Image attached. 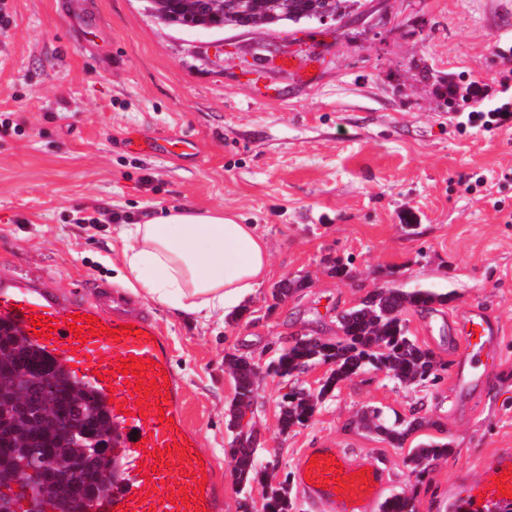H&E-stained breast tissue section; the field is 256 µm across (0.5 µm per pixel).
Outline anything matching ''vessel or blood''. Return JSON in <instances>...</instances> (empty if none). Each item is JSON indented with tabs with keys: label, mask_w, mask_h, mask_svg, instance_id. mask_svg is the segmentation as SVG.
<instances>
[{
	"label": "vessel or blood",
	"mask_w": 512,
	"mask_h": 512,
	"mask_svg": "<svg viewBox=\"0 0 512 512\" xmlns=\"http://www.w3.org/2000/svg\"><path fill=\"white\" fill-rule=\"evenodd\" d=\"M80 321H73V314ZM43 316L44 325L34 329L32 319ZM98 318L104 334L90 335L87 316ZM0 321L18 329L35 347L47 351L59 367L105 400L112 418L114 480L98 495L91 512H223L221 477L211 460H199L198 441L183 415L184 392L172 365L167 338L147 313L132 310L126 298L104 284L88 293L50 292L33 279L0 274ZM127 326L120 338L108 329ZM85 331L75 337L74 329ZM501 339L499 324L480 312H472L458 327L456 348L464 362L452 376L455 389H470L479 380L474 370L482 356L496 352ZM136 359L146 368L139 376L159 380V393L148 396L147 409H139V394L119 372L121 360ZM334 459L326 468L311 466L312 456ZM489 479L472 483L455 512H512V499L503 497L494 478L505 475L512 488V452L493 455L487 463ZM361 466L333 444L304 449L297 460L296 475L309 501L324 512H366L377 500L384 471L370 464V479L353 480L339 488L337 478H351Z\"/></svg>",
	"instance_id": "1"
}]
</instances>
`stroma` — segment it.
I'll use <instances>...</instances> for the list:
<instances>
[{
  "label": "stroma",
  "instance_id": "stroma-1",
  "mask_svg": "<svg viewBox=\"0 0 512 512\" xmlns=\"http://www.w3.org/2000/svg\"><path fill=\"white\" fill-rule=\"evenodd\" d=\"M510 38L512 0H366L342 24L218 32L160 24L143 0H0V267L51 291H121L126 243L111 213L134 224L184 206L240 215L266 239L271 275L239 313L202 324L140 303L160 321L187 422L224 476V512H264L267 492L233 478L232 354L257 367L248 427L259 465L282 479L301 449L331 442L379 462L383 497L450 512L465 481L512 449V120L473 127L446 99L470 83L500 99L496 45ZM129 137L141 151L125 148ZM161 137L200 153L146 152ZM336 257L351 276L330 274ZM283 281L293 289L271 307ZM380 287L447 295L402 314L444 363L440 380L403 386L369 368L281 430L284 394L318 392L330 367L284 378L267 369L276 350L337 340L339 314ZM476 309L501 326L499 359L458 393L448 342ZM372 409L422 425L397 446L357 427ZM431 440L448 455L415 475L409 452Z\"/></svg>",
  "mask_w": 512,
  "mask_h": 512
}]
</instances>
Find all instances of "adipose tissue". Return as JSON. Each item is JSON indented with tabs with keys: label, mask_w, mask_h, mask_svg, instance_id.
Masks as SVG:
<instances>
[{
	"label": "adipose tissue",
	"mask_w": 512,
	"mask_h": 512,
	"mask_svg": "<svg viewBox=\"0 0 512 512\" xmlns=\"http://www.w3.org/2000/svg\"><path fill=\"white\" fill-rule=\"evenodd\" d=\"M126 284L144 299L201 321H223L270 276L267 245L223 210L167 209L120 231Z\"/></svg>",
	"instance_id": "ef3b65f1"
}]
</instances>
